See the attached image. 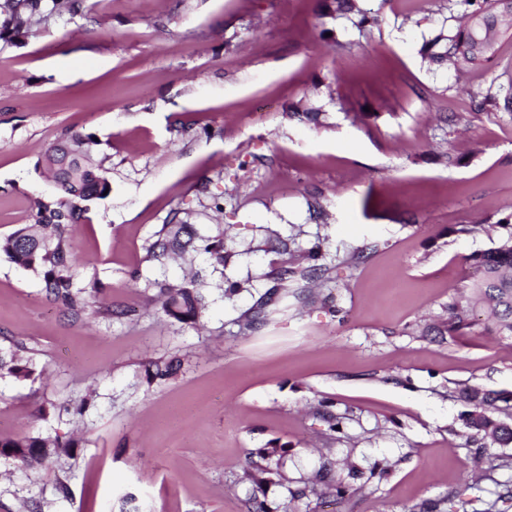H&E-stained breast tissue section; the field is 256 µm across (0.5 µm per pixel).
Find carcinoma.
Instances as JSON below:
<instances>
[{
    "label": "carcinoma",
    "instance_id": "obj_1",
    "mask_svg": "<svg viewBox=\"0 0 512 512\" xmlns=\"http://www.w3.org/2000/svg\"><path fill=\"white\" fill-rule=\"evenodd\" d=\"M460 8L454 30L441 25L436 34L422 47V55L433 64L452 66L462 71L467 66H479L490 58L492 48L469 51L489 35L496 33L503 22L512 29V3L507 0H455ZM83 10V0H7L0 9V40L12 42L29 32L31 27L49 16H74ZM321 25L326 20L345 19L359 35L364 36L378 25V16L362 9L358 0H330L320 14ZM91 135L79 132L51 144L42 160L43 173L49 175L57 195L38 198L34 203L32 223L15 230L0 242V251L16 265L42 276L46 296L59 304L73 318L93 311L96 299L104 291L95 277L82 287L75 284L77 254L70 239V228L81 223L88 205L106 197L111 183L106 171L94 163ZM226 239L224 232L214 236H199L193 225L170 220L157 232V239L145 246L143 260L159 261L172 254H204L217 266L224 265ZM475 276L468 285L465 302H448V318L439 332L450 336L462 334L475 325L474 317L488 314L495 323L497 335L512 339V232L495 247L476 251L467 257ZM160 310L169 318L185 324L199 320L205 305L203 276L190 280H158L148 282ZM274 310L261 305L241 316V328L257 329L270 320ZM27 348L20 342L0 348V377L28 379L35 374L33 358L24 357ZM177 361L151 359L145 364L147 381H166L174 376ZM464 399L471 406L465 418L472 438L480 439L481 446L512 445V422L492 418V414L512 408V397L500 392L468 389ZM73 445L56 437L17 435L0 439V459L12 462L17 468L52 463L64 456H72ZM348 480L326 481L323 485H307L291 492L292 497L329 495L343 498L354 491V483L363 473L352 467Z\"/></svg>",
    "mask_w": 512,
    "mask_h": 512
}]
</instances>
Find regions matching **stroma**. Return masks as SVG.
<instances>
[{"label":"stroma","instance_id":"obj_1","mask_svg":"<svg viewBox=\"0 0 512 512\" xmlns=\"http://www.w3.org/2000/svg\"><path fill=\"white\" fill-rule=\"evenodd\" d=\"M322 5L85 0L76 16L0 41V238L55 195L38 171L48 146L94 135L112 191L73 243L80 277L96 276L103 306L119 309L72 321L38 274L0 255V345L23 341L36 366L34 379L0 378V437L75 444L48 467L0 460V512H247L245 473L264 448L284 451L266 488L280 512H411L451 497L487 512L512 488V464H487L512 446L470 443L459 397L512 394V340L481 323L435 333L449 297L466 292L468 255L508 233L512 112L479 109L477 95L512 90V31L459 78L420 53L448 0H360L379 16L365 36L343 20L322 36ZM305 108L326 126L293 118ZM176 213L201 233L224 229L223 267L203 255L144 262ZM276 237L287 254L270 249ZM318 244L328 272L312 288L332 308L288 295L241 332L240 315L276 288L273 270L308 266ZM198 268L211 290L191 327L164 316L146 283ZM169 356L178 374L147 383L144 362ZM327 459L340 475L349 463L389 471L342 501L292 499Z\"/></svg>","mask_w":512,"mask_h":512}]
</instances>
